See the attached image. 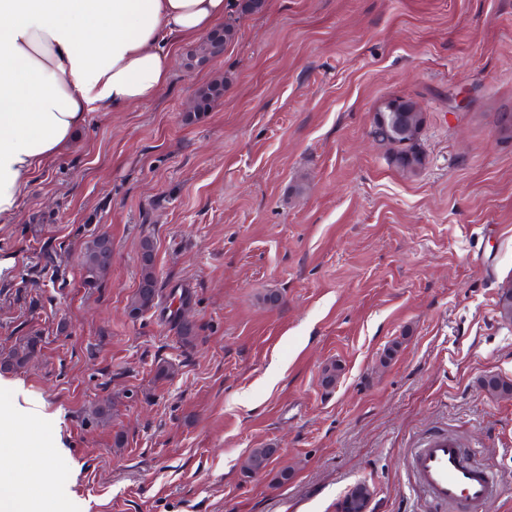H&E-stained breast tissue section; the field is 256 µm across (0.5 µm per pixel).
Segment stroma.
<instances>
[{"instance_id": "obj_1", "label": "stroma", "mask_w": 512, "mask_h": 512, "mask_svg": "<svg viewBox=\"0 0 512 512\" xmlns=\"http://www.w3.org/2000/svg\"><path fill=\"white\" fill-rule=\"evenodd\" d=\"M188 50L154 100L89 113L0 223V358L38 340L0 368V411L54 451L47 512H338L359 485L370 512H428L407 456L442 434L512 512V398L479 386L512 380V0H265L220 57ZM394 98L426 114L411 178L370 134ZM147 237L160 293L135 317ZM224 95V81L216 80L212 83H209L205 86H202L197 89L195 93V101H193V105L190 107L189 112L187 114L188 120H196L200 112L208 111L212 104L220 99ZM194 109V110H193ZM192 111V112H191ZM105 241V239L96 235L86 243L82 252L81 268L83 271V281L90 288L96 286L100 276L103 274L99 268L109 252Z\"/></svg>"}]
</instances>
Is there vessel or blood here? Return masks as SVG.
I'll return each mask as SVG.
<instances>
[{"label":"vessel or blood","instance_id":"b4317fda","mask_svg":"<svg viewBox=\"0 0 512 512\" xmlns=\"http://www.w3.org/2000/svg\"><path fill=\"white\" fill-rule=\"evenodd\" d=\"M409 467L425 497L449 512H488L499 493L492 467L473 461L471 450L446 435L412 449Z\"/></svg>","mask_w":512,"mask_h":512}]
</instances>
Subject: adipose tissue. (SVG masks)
I'll return each instance as SVG.
<instances>
[{"label": "adipose tissue", "mask_w": 512, "mask_h": 512, "mask_svg": "<svg viewBox=\"0 0 512 512\" xmlns=\"http://www.w3.org/2000/svg\"><path fill=\"white\" fill-rule=\"evenodd\" d=\"M229 0H0V220L62 155L88 113L121 112L166 85L177 44L223 24ZM53 462L0 489V512H40L32 486Z\"/></svg>", "instance_id": "obj_1"}]
</instances>
